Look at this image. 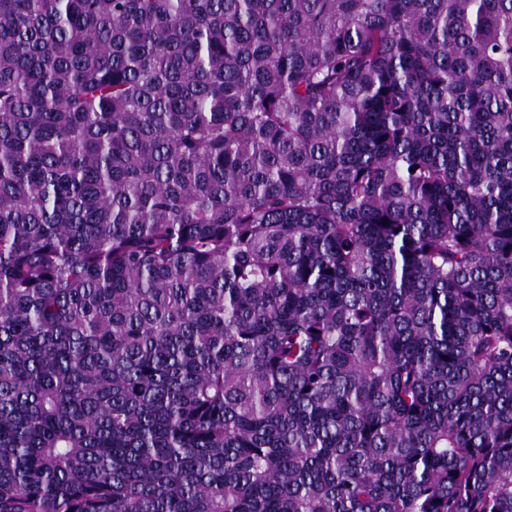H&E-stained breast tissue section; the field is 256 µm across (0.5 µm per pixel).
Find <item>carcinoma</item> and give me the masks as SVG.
<instances>
[{"instance_id":"cac0c4a2","label":"carcinoma","mask_w":512,"mask_h":512,"mask_svg":"<svg viewBox=\"0 0 512 512\" xmlns=\"http://www.w3.org/2000/svg\"><path fill=\"white\" fill-rule=\"evenodd\" d=\"M0 512H512V0H0Z\"/></svg>"}]
</instances>
